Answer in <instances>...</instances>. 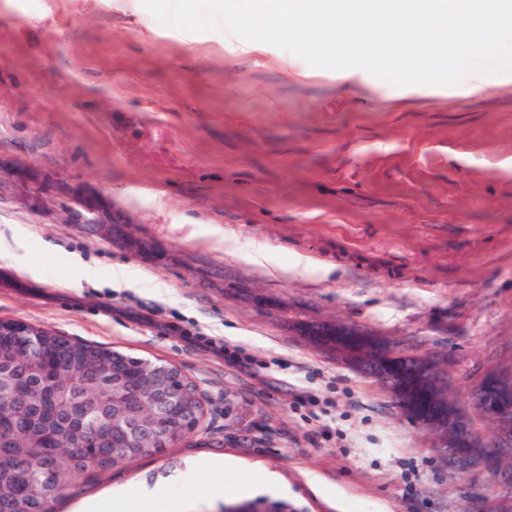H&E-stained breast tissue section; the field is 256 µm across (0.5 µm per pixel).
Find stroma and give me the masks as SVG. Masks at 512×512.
Here are the masks:
<instances>
[{
    "label": "stroma",
    "instance_id": "35a3bbf8",
    "mask_svg": "<svg viewBox=\"0 0 512 512\" xmlns=\"http://www.w3.org/2000/svg\"><path fill=\"white\" fill-rule=\"evenodd\" d=\"M244 46L141 0H0V159L88 182L129 218L67 224L0 182V233L30 263L0 262V318L167 361L205 399L187 440L74 481L55 512H118L113 488L202 458L224 466L186 487L190 512L264 475L300 512H496V480L448 474L384 389L302 331L340 321L443 353L464 401L512 365V86L381 92L300 58L291 79L286 50Z\"/></svg>",
    "mask_w": 512,
    "mask_h": 512
}]
</instances>
